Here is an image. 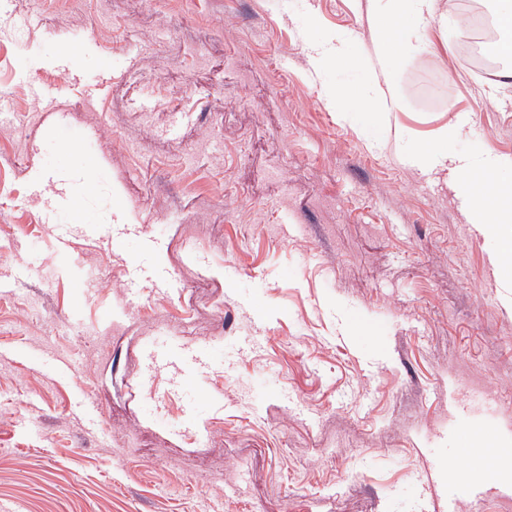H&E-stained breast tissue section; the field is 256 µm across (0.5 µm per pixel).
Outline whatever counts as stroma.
<instances>
[{
  "label": "stroma",
  "instance_id": "stroma-1",
  "mask_svg": "<svg viewBox=\"0 0 512 512\" xmlns=\"http://www.w3.org/2000/svg\"><path fill=\"white\" fill-rule=\"evenodd\" d=\"M336 27L364 53L351 0H0L10 512H512L475 498L512 452V187L491 232L490 177L406 159L512 162V81L434 30L386 112L368 65L316 77ZM442 138V146L431 154L419 155L413 151H408V161L425 171L448 168V162L461 170H470L478 167L485 173L492 175L496 179L497 185L511 184L512 163L505 164L499 157L493 155H487L478 163H474L466 158L448 153V132L443 133Z\"/></svg>",
  "mask_w": 512,
  "mask_h": 512
}]
</instances>
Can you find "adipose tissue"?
Returning a JSON list of instances; mask_svg holds the SVG:
<instances>
[{"label": "adipose tissue", "instance_id": "1", "mask_svg": "<svg viewBox=\"0 0 512 512\" xmlns=\"http://www.w3.org/2000/svg\"><path fill=\"white\" fill-rule=\"evenodd\" d=\"M367 17L373 33L368 55L387 86L383 108L388 112L401 111L402 99L393 84L391 65L402 53L422 45L432 28H447L448 14L441 0H367ZM407 159L426 171L450 165L461 170L476 166L492 175L497 184L512 182V163H504L493 155L475 164L450 154L443 146L428 155L408 152Z\"/></svg>", "mask_w": 512, "mask_h": 512}]
</instances>
